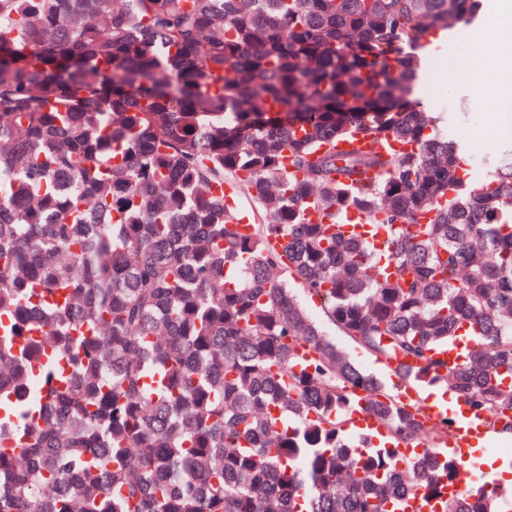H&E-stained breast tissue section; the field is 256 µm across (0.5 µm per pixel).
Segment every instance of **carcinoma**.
<instances>
[{
    "label": "carcinoma",
    "mask_w": 512,
    "mask_h": 512,
    "mask_svg": "<svg viewBox=\"0 0 512 512\" xmlns=\"http://www.w3.org/2000/svg\"><path fill=\"white\" fill-rule=\"evenodd\" d=\"M481 7L0 0V512H397L414 491L512 512L481 474L448 494L453 421L393 399L297 295L410 363L396 385L512 435V143L471 179L415 91L418 53ZM357 135L414 149H336ZM352 215L387 228L393 272ZM360 388L378 444L346 435ZM300 298L302 302L306 305V307L310 310L314 320L316 323L320 326V328L323 330V333L334 340L336 344L346 346L347 340L346 338L337 330L335 326L330 324L326 317L324 316L321 308L319 307L320 304H317L314 300L310 298L309 295H307L302 290L299 291Z\"/></svg>",
    "instance_id": "cac0c4a2"
}]
</instances>
